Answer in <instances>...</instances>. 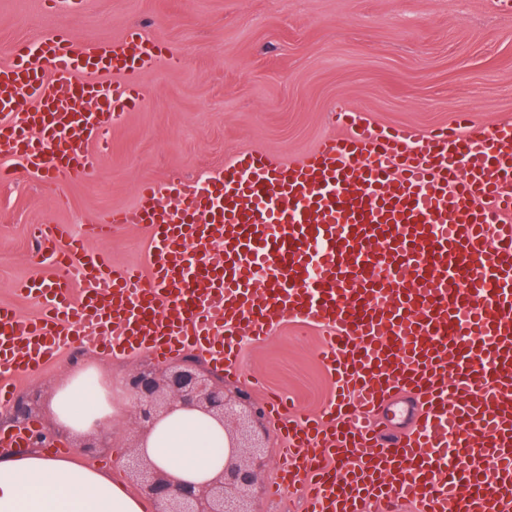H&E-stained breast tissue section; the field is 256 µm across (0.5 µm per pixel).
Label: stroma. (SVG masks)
Wrapping results in <instances>:
<instances>
[{
    "label": "stroma",
    "instance_id": "stroma-1",
    "mask_svg": "<svg viewBox=\"0 0 512 512\" xmlns=\"http://www.w3.org/2000/svg\"><path fill=\"white\" fill-rule=\"evenodd\" d=\"M56 23L81 44L116 42L138 28L182 63L133 75L147 93L144 107L113 129L99 172L66 185V206L26 171L0 183V304L28 318L37 305L15 283L61 274L32 238L33 225H65L110 262L143 271L147 228L87 234L98 213L133 207L141 182L206 177L249 149L275 160L302 157L336 134L331 114L340 102L379 128L427 132L451 125L458 112L471 113L481 128L512 121V0H81L78 10L57 16L46 14L42 0H0V63ZM319 341L318 331L295 322L245 341L242 366L262 382L252 399L261 405L276 392L296 402V416L321 411L333 381L317 355ZM152 360L146 352L104 357L74 344L25 377L17 393L27 400L31 427L55 434L57 447L74 448L47 410L60 382L88 367L97 383L117 381ZM116 405L108 447L75 457L134 493L122 466L134 442L133 408L121 397ZM263 427L268 465L258 512H306L302 486L272 497L284 444L271 422Z\"/></svg>",
    "mask_w": 512,
    "mask_h": 512
}]
</instances>
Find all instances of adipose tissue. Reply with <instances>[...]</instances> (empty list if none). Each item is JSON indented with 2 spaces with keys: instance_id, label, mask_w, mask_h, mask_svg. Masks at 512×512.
Instances as JSON below:
<instances>
[{
  "instance_id": "1",
  "label": "adipose tissue",
  "mask_w": 512,
  "mask_h": 512,
  "mask_svg": "<svg viewBox=\"0 0 512 512\" xmlns=\"http://www.w3.org/2000/svg\"><path fill=\"white\" fill-rule=\"evenodd\" d=\"M48 410L62 432L79 438L90 421L114 415L112 388L87 390L83 374H75L56 389ZM146 453L156 466L201 482L224 466V430L182 410L156 426ZM0 512H145V506L106 472L35 451L0 456Z\"/></svg>"
}]
</instances>
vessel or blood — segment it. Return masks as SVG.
<instances>
[{
  "label": "vessel or blood",
  "instance_id": "obj_1",
  "mask_svg": "<svg viewBox=\"0 0 512 512\" xmlns=\"http://www.w3.org/2000/svg\"><path fill=\"white\" fill-rule=\"evenodd\" d=\"M180 64L136 29L82 46L56 26L16 44L0 65V157L51 185L89 177L146 99L128 74ZM335 123L302 158L247 150L203 180L144 182L136 207L100 214V233L150 229L148 274L37 225L35 240H64L58 262L81 276L18 284L35 318L0 306V405L68 345L158 358L196 347L241 378L242 339L301 322L324 335L335 394L311 418H287L279 398L268 414L290 449L285 482L307 475L309 512L392 499L512 512V122L486 131L461 112L427 133L385 131L345 109ZM401 392L419 417L382 437L372 413Z\"/></svg>",
  "mask_w": 512,
  "mask_h": 512
}]
</instances>
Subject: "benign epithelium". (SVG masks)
Listing matches in <instances>:
<instances>
[{"mask_svg": "<svg viewBox=\"0 0 512 512\" xmlns=\"http://www.w3.org/2000/svg\"><path fill=\"white\" fill-rule=\"evenodd\" d=\"M121 391L133 404L137 424L125 467L156 512H255L252 502L266 468V444L257 423L259 408L248 393H226L224 383L207 375L197 360L176 368L133 370L124 376ZM179 409L195 410L224 428V468L205 482L161 470L145 452L146 437ZM6 419L15 428L25 426L26 404L17 403Z\"/></svg>", "mask_w": 512, "mask_h": 512, "instance_id": "7a95c632", "label": "benign epithelium"}]
</instances>
